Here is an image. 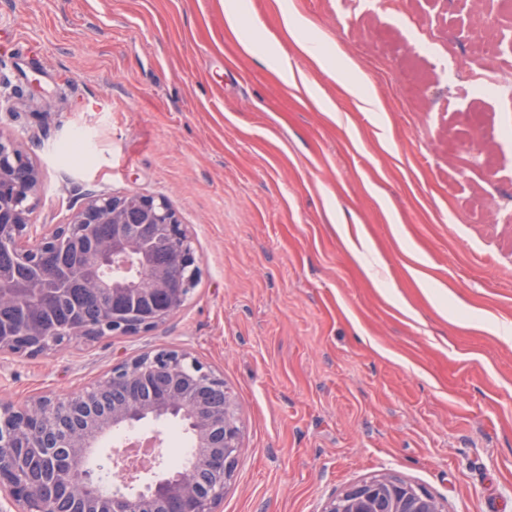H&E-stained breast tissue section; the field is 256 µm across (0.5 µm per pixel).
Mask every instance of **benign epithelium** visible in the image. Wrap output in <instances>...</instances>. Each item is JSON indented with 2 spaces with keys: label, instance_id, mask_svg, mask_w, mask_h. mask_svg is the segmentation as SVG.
<instances>
[{
  "label": "benign epithelium",
  "instance_id": "1",
  "mask_svg": "<svg viewBox=\"0 0 512 512\" xmlns=\"http://www.w3.org/2000/svg\"><path fill=\"white\" fill-rule=\"evenodd\" d=\"M41 180L40 167L0 134L1 242L24 257L57 244L83 224H131V234L104 245L90 269L92 286L109 288L125 313L123 319L112 317V334L150 330L183 305L186 286L170 270L151 266L145 250L166 237L179 266L192 273L199 269L187 231L166 198L137 192L92 195L66 223L40 231L33 213ZM134 261L149 271V287L134 292L103 279L102 269L128 271ZM57 346L56 338L34 332L0 336L1 353L36 355ZM149 372L164 376L166 383L158 395L145 399L132 382ZM119 377L130 385L110 406L99 407L102 391ZM174 414L186 421L200 447L194 461L156 481L138 469L125 470L120 484L137 489L135 495L103 491L83 465L98 442L115 428ZM241 451L235 406L224 381L189 353L162 350L114 367L106 380L67 398L49 393L20 407L1 402L0 500L14 512H140L137 505L155 500L161 512H217ZM381 499L388 502V512H442L430 493L415 492L390 473L348 486L321 512H374Z\"/></svg>",
  "mask_w": 512,
  "mask_h": 512
}]
</instances>
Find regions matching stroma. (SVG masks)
Listing matches in <instances>:
<instances>
[{"instance_id": "obj_1", "label": "stroma", "mask_w": 512, "mask_h": 512, "mask_svg": "<svg viewBox=\"0 0 512 512\" xmlns=\"http://www.w3.org/2000/svg\"><path fill=\"white\" fill-rule=\"evenodd\" d=\"M224 2L0 0V133L42 169L35 223L163 196L200 268L148 332L0 354V402L183 350L236 406L219 512H320L383 472L512 512V51L484 53L512 0H244L236 32Z\"/></svg>"}]
</instances>
